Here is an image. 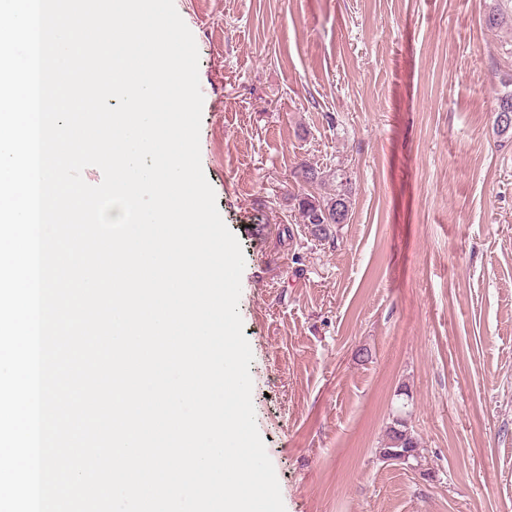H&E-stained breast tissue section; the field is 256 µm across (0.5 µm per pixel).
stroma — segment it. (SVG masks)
I'll list each match as a JSON object with an SVG mask.
<instances>
[{
	"instance_id": "1",
	"label": "stroma",
	"mask_w": 512,
	"mask_h": 512,
	"mask_svg": "<svg viewBox=\"0 0 512 512\" xmlns=\"http://www.w3.org/2000/svg\"><path fill=\"white\" fill-rule=\"evenodd\" d=\"M285 512H512V21L497 0H174ZM309 163L329 179L297 183ZM350 192L311 237L304 194ZM406 408L419 465L383 462Z\"/></svg>"
}]
</instances>
